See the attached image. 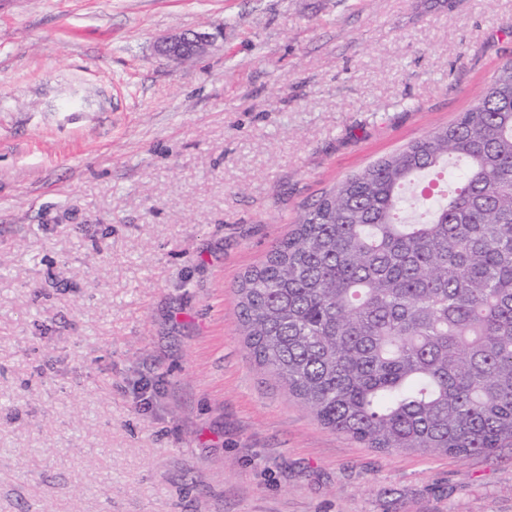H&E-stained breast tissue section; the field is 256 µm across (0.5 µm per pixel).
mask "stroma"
I'll return each mask as SVG.
<instances>
[{
    "label": "stroma",
    "mask_w": 512,
    "mask_h": 512,
    "mask_svg": "<svg viewBox=\"0 0 512 512\" xmlns=\"http://www.w3.org/2000/svg\"><path fill=\"white\" fill-rule=\"evenodd\" d=\"M510 60L512 0H0V512H512V448L325 427L235 293ZM214 40V34L209 32H183L164 38L160 42L159 51L171 59L183 61L185 58L205 54Z\"/></svg>",
    "instance_id": "35a3bbf8"
}]
</instances>
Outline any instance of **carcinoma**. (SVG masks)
<instances>
[{"label":"carcinoma","instance_id":"cac0c4a2","mask_svg":"<svg viewBox=\"0 0 512 512\" xmlns=\"http://www.w3.org/2000/svg\"><path fill=\"white\" fill-rule=\"evenodd\" d=\"M430 173L453 189L407 199ZM236 295L256 364L323 425L384 452L511 448L512 62L306 208Z\"/></svg>","mask_w":512,"mask_h":512}]
</instances>
